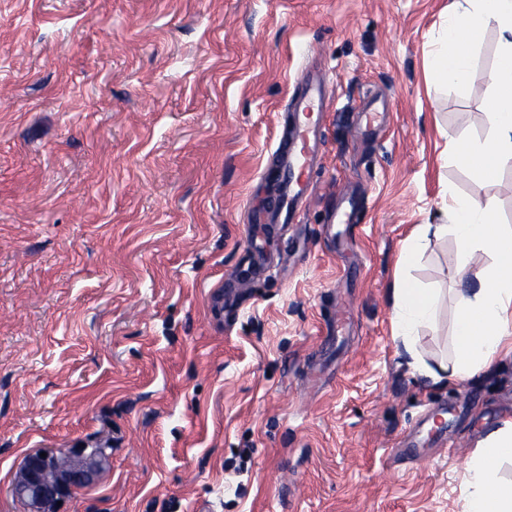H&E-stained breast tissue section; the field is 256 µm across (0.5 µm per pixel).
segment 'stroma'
<instances>
[{
	"mask_svg": "<svg viewBox=\"0 0 512 512\" xmlns=\"http://www.w3.org/2000/svg\"><path fill=\"white\" fill-rule=\"evenodd\" d=\"M455 0H0V512L31 453L109 441L56 512H467L465 462L512 421V357L433 383L392 326L389 288L452 198L512 225L448 140L492 133L498 57L430 88ZM326 77L315 188L278 235L248 200L303 73ZM386 110L370 139L361 115ZM353 197L355 221L321 230ZM266 261L268 278L247 273ZM454 237L409 275L438 295L416 331L450 358ZM347 338L322 348L335 319ZM416 440L420 458L396 453Z\"/></svg>",
	"mask_w": 512,
	"mask_h": 512,
	"instance_id": "stroma-1",
	"label": "stroma"
}]
</instances>
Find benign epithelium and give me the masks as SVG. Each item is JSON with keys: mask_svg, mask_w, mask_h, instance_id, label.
I'll list each match as a JSON object with an SVG mask.
<instances>
[{"mask_svg": "<svg viewBox=\"0 0 512 512\" xmlns=\"http://www.w3.org/2000/svg\"><path fill=\"white\" fill-rule=\"evenodd\" d=\"M93 460L88 445L72 448H57L42 457L35 453L26 457L21 467V479L13 482L10 491L17 499L26 503L30 512H43L54 508L57 502L74 491L91 485L99 468L110 460L104 454L102 460L91 468L80 463Z\"/></svg>", "mask_w": 512, "mask_h": 512, "instance_id": "7a95c632", "label": "benign epithelium"}]
</instances>
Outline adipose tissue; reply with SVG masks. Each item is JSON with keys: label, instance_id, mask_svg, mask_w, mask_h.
Here are the masks:
<instances>
[{"label": "adipose tissue", "instance_id": "obj_1", "mask_svg": "<svg viewBox=\"0 0 512 512\" xmlns=\"http://www.w3.org/2000/svg\"><path fill=\"white\" fill-rule=\"evenodd\" d=\"M498 35V63L489 74L494 95L488 103L493 133L483 144L450 141V156L484 178L494 177L512 160V0H456L441 47L430 62L434 87L465 83L469 77L472 40L482 29ZM449 224L421 225L410 240L404 262L415 261L423 241L432 235L453 234L457 242L459 273H466L475 250L492 262L477 275V285L459 291L453 331V360L429 366L414 360L413 368L433 382L467 381L494 360L512 356V226L497 223L489 204L458 200L450 208ZM393 326L397 337L412 343L411 332L432 320L437 298L431 289L398 276L391 288ZM512 459V422L505 423L482 442V451L467 460L464 480L471 489L469 512H512V482L498 479L497 466Z\"/></svg>", "mask_w": 512, "mask_h": 512}]
</instances>
